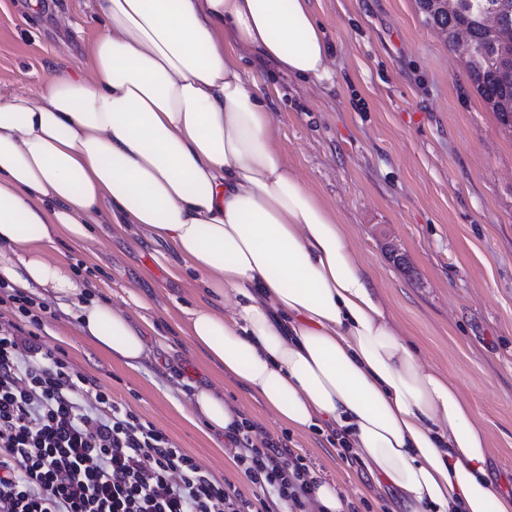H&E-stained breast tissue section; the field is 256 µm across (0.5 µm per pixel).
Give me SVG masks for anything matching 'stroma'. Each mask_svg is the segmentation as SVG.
I'll use <instances>...</instances> for the list:
<instances>
[{
  "mask_svg": "<svg viewBox=\"0 0 512 512\" xmlns=\"http://www.w3.org/2000/svg\"><path fill=\"white\" fill-rule=\"evenodd\" d=\"M333 55V83L316 87L246 52L262 81L288 164L346 225L391 319L422 365L448 376L487 433L490 476L512 492V134L473 87L465 47H451L417 0H312ZM92 0H0V93L34 96L60 72H82L99 33ZM94 253L51 252L91 295L151 323L153 355L138 368L113 362L81 336L75 311L44 288L41 342L163 430L244 499L254 487L225 439L189 421L191 383L216 381L224 397L285 439L313 473L359 512H390L394 495L356 459L338 456L319 428L295 432L259 401L206 368L181 331L204 299L194 276L162 246L95 228ZM144 297L148 307L136 305Z\"/></svg>",
  "mask_w": 512,
  "mask_h": 512,
  "instance_id": "35a3bbf8",
  "label": "stroma"
}]
</instances>
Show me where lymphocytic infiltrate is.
<instances>
[{
  "label": "lymphocytic infiltrate",
  "mask_w": 512,
  "mask_h": 512,
  "mask_svg": "<svg viewBox=\"0 0 512 512\" xmlns=\"http://www.w3.org/2000/svg\"><path fill=\"white\" fill-rule=\"evenodd\" d=\"M34 300L0 278V512H312L304 456L244 421L243 499L152 422L39 341Z\"/></svg>",
  "instance_id": "lymphocytic-infiltrate-1"
}]
</instances>
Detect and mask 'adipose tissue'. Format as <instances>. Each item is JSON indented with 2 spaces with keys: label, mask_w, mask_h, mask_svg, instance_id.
Returning <instances> with one entry per match:
<instances>
[{
  "label": "adipose tissue",
  "mask_w": 512,
  "mask_h": 512,
  "mask_svg": "<svg viewBox=\"0 0 512 512\" xmlns=\"http://www.w3.org/2000/svg\"><path fill=\"white\" fill-rule=\"evenodd\" d=\"M96 11L85 75L59 74L34 98L0 94V276L77 307L96 349L138 367L148 328L47 256L95 242L92 225H131L210 296L185 312L194 349L278 423L345 432L398 512H512L470 405L394 327L345 224L289 166L243 64L253 50L332 82L311 0H97ZM191 404L215 436L242 421L218 386L193 384Z\"/></svg>",
  "instance_id": "obj_1"
}]
</instances>
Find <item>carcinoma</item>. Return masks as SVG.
I'll return each instance as SVG.
<instances>
[{"mask_svg": "<svg viewBox=\"0 0 512 512\" xmlns=\"http://www.w3.org/2000/svg\"><path fill=\"white\" fill-rule=\"evenodd\" d=\"M427 20L454 43L467 37L466 66L472 85L502 127L512 130V0H450Z\"/></svg>", "mask_w": 512, "mask_h": 512, "instance_id": "cac0c4a2", "label": "carcinoma"}]
</instances>
